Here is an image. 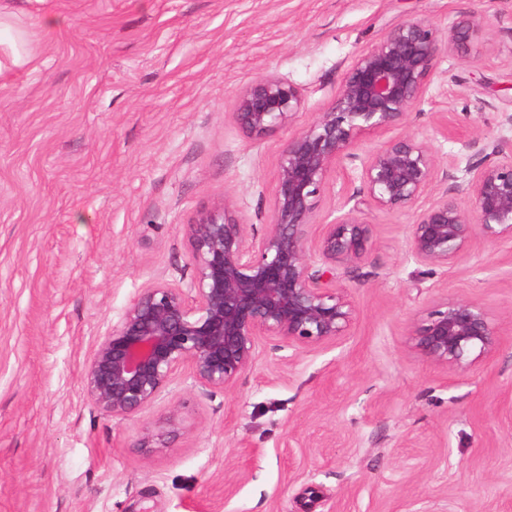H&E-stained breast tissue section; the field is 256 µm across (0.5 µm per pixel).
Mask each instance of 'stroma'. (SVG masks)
I'll use <instances>...</instances> for the list:
<instances>
[{"mask_svg":"<svg viewBox=\"0 0 512 512\" xmlns=\"http://www.w3.org/2000/svg\"><path fill=\"white\" fill-rule=\"evenodd\" d=\"M10 4L38 61L0 77V512H512V241L474 236L432 271L408 253L412 209H366L373 246L338 281L348 336L287 366L261 341L225 392L177 385L167 448L133 445L165 402L118 421L81 382L141 288L188 284L184 224L224 200L267 221L284 143L393 24L483 19L439 56L406 132L463 161L472 136H511L512 0H50L52 29L38 0ZM261 74L304 106L249 137L232 113ZM447 294L485 306L500 339L463 375L409 347Z\"/></svg>","mask_w":512,"mask_h":512,"instance_id":"35a3bbf8","label":"stroma"}]
</instances>
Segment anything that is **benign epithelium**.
I'll return each mask as SVG.
<instances>
[{"instance_id": "obj_1", "label": "benign epithelium", "mask_w": 512, "mask_h": 512, "mask_svg": "<svg viewBox=\"0 0 512 512\" xmlns=\"http://www.w3.org/2000/svg\"><path fill=\"white\" fill-rule=\"evenodd\" d=\"M478 26L471 14L444 34L428 20H404L363 49L333 101L284 145L262 228L239 221L225 202L184 225L191 282L156 280L140 289L85 363L87 401L129 420L172 393L182 373L210 391L234 388L262 337L290 351L285 363L343 339L356 309L336 278L372 247L364 204L396 211L430 197L410 225L409 253L431 271L462 259L478 233L491 245L512 241V140L475 136L462 168L443 160L429 138L403 131L425 99L438 56L465 49ZM303 104L297 86L265 74L239 91L232 118L246 135L262 136L290 126ZM388 132L382 144L360 150L364 137ZM338 169L359 187L312 240L317 198ZM410 342L423 360L456 373L499 347L490 313L448 296L419 312ZM180 425V404L171 400L136 447L152 448Z\"/></svg>"}]
</instances>
